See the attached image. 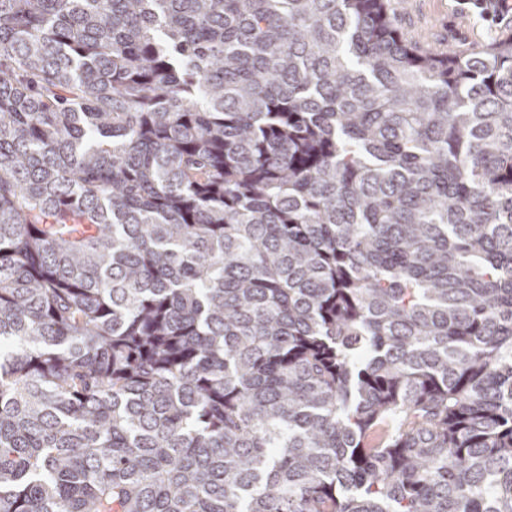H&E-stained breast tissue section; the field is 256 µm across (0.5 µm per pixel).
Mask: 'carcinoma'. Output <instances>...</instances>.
<instances>
[{
	"label": "carcinoma",
	"mask_w": 512,
	"mask_h": 512,
	"mask_svg": "<svg viewBox=\"0 0 512 512\" xmlns=\"http://www.w3.org/2000/svg\"><path fill=\"white\" fill-rule=\"evenodd\" d=\"M0 512H512V34L0 0Z\"/></svg>",
	"instance_id": "obj_1"
}]
</instances>
